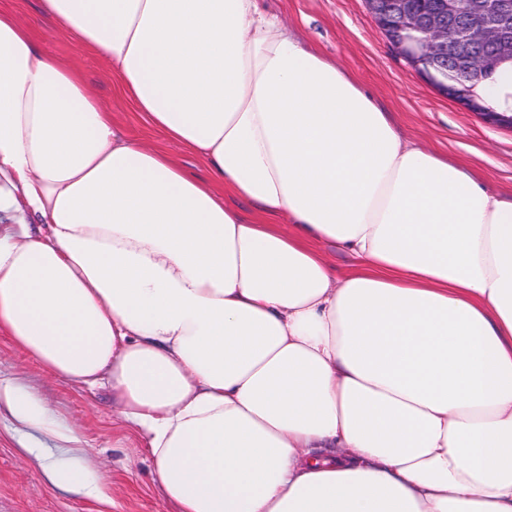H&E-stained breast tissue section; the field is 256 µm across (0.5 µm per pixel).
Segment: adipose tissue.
Here are the masks:
<instances>
[{
	"mask_svg": "<svg viewBox=\"0 0 512 512\" xmlns=\"http://www.w3.org/2000/svg\"><path fill=\"white\" fill-rule=\"evenodd\" d=\"M38 8L206 173L0 9V212L49 226L0 224V333L111 391L178 512H512V201L259 0Z\"/></svg>",
	"mask_w": 512,
	"mask_h": 512,
	"instance_id": "1",
	"label": "adipose tissue"
}]
</instances>
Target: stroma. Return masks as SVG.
<instances>
[{
	"mask_svg": "<svg viewBox=\"0 0 512 512\" xmlns=\"http://www.w3.org/2000/svg\"><path fill=\"white\" fill-rule=\"evenodd\" d=\"M5 6L33 28L49 52L81 70L127 137L159 141V134L119 95L106 62L86 54L74 39L46 30L35 0H0ZM260 6L374 91L404 138L464 164L488 191L512 200V130L449 99L413 70L378 28L364 0H260ZM0 380L34 393L61 428L73 429L83 441L79 448L64 447L1 407L0 512H177L155 479L142 437L115 412L110 391L49 375L3 335ZM52 463L93 470L99 492L53 485L44 475Z\"/></svg>",
	"mask_w": 512,
	"mask_h": 512,
	"instance_id": "obj_1",
	"label": "stroma"
}]
</instances>
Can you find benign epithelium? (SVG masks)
<instances>
[{
  "label": "benign epithelium",
  "instance_id": "7a95c632",
  "mask_svg": "<svg viewBox=\"0 0 512 512\" xmlns=\"http://www.w3.org/2000/svg\"><path fill=\"white\" fill-rule=\"evenodd\" d=\"M367 8L398 54L420 75L472 112L499 127L512 130V110L486 112L474 87L458 80L464 72L474 83L483 79L485 59L478 44H492L497 55L512 59V0H473L471 15L454 27L458 0H438L433 9L421 10L416 0H365ZM455 39V67L448 59V31Z\"/></svg>",
  "mask_w": 512,
  "mask_h": 512
}]
</instances>
